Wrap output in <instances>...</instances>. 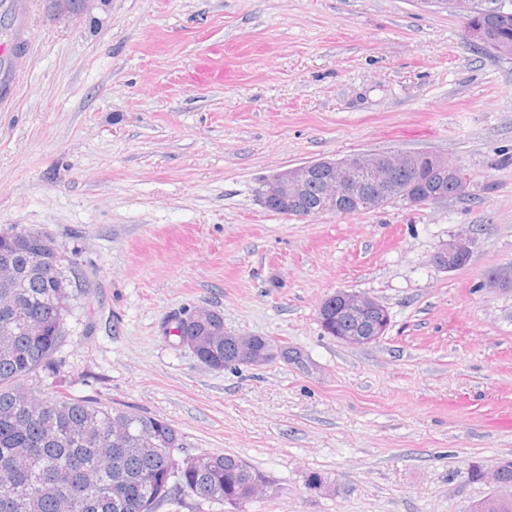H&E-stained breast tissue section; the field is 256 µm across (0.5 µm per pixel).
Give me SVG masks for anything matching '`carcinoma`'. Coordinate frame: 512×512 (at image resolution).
Returning a JSON list of instances; mask_svg holds the SVG:
<instances>
[{
	"mask_svg": "<svg viewBox=\"0 0 512 512\" xmlns=\"http://www.w3.org/2000/svg\"><path fill=\"white\" fill-rule=\"evenodd\" d=\"M483 21L512 38V18L495 15ZM13 256L12 281L0 282V512H153L178 496L200 500L218 489L227 508L244 512L243 478L274 484L263 472L231 454L200 452L186 464L171 455L189 454L184 436L168 422L139 413L114 415L88 398L59 392L33 397L24 381L39 371L58 370L56 354L65 339V319L81 289L62 288L45 274L36 237L16 235L0 243ZM39 320L40 336L24 325ZM165 338L182 345L198 340L195 353L209 368H224V337L209 335L189 321L186 311L172 314ZM154 438L155 447L138 440ZM512 487V462L498 468V488L471 512H512V498L499 489Z\"/></svg>",
	"mask_w": 512,
	"mask_h": 512,
	"instance_id": "1",
	"label": "carcinoma"
}]
</instances>
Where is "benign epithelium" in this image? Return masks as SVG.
Masks as SVG:
<instances>
[{
  "label": "benign epithelium",
  "mask_w": 512,
  "mask_h": 512,
  "mask_svg": "<svg viewBox=\"0 0 512 512\" xmlns=\"http://www.w3.org/2000/svg\"><path fill=\"white\" fill-rule=\"evenodd\" d=\"M452 12L467 24V39L475 46L494 43L501 55H512V41L499 40L480 21L489 12L501 16L512 14V0H494L487 10L478 8L477 0H451ZM437 170L441 180L431 189L418 193L412 181L423 166ZM464 178L460 166L448 158L433 154L405 151L387 153L359 152L341 159H319L296 168L277 172L263 181L261 196L265 207L275 206L285 215L307 220L326 212L371 211L395 198L409 206H421L448 200V190L457 187ZM319 180L322 192L312 205L306 197L310 182ZM39 235L41 253L51 265L53 274L63 272L62 254L54 239L42 231ZM475 239L467 232L452 235L432 255L435 266L452 271L469 261ZM336 308V339L341 343L361 347L379 341L390 323V316L374 297L356 291L339 289L326 297L319 306V316ZM253 335L224 332V348L228 364H262L276 356L285 360L299 359L298 353L284 344L265 345L255 349Z\"/></svg>",
  "instance_id": "1"
}]
</instances>
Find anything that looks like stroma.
<instances>
[{"instance_id":"stroma-1","label":"stroma","mask_w":512,"mask_h":512,"mask_svg":"<svg viewBox=\"0 0 512 512\" xmlns=\"http://www.w3.org/2000/svg\"><path fill=\"white\" fill-rule=\"evenodd\" d=\"M24 2L0 232L51 235L87 290L28 388L242 458L277 488L246 512H469L512 460V289L491 286L512 273V56L419 0ZM203 55L230 78L192 82ZM394 150L448 157L465 195L308 222L262 203L278 171ZM463 228L468 263L434 266ZM339 289L387 308L379 342L323 333ZM202 306L298 360L204 366L163 334Z\"/></svg>"}]
</instances>
